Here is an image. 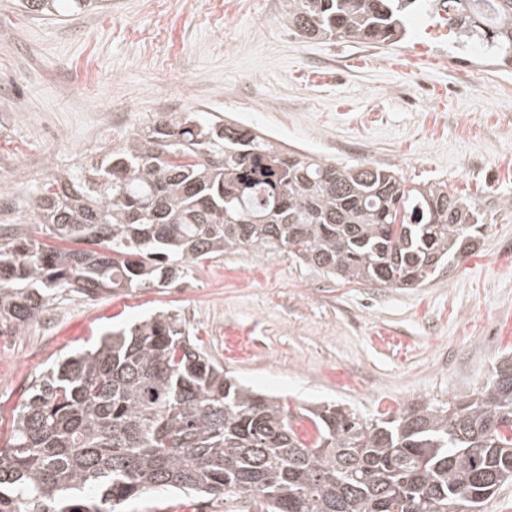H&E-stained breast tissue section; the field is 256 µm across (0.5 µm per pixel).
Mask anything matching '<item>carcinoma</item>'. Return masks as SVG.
I'll return each instance as SVG.
<instances>
[{
  "label": "carcinoma",
  "mask_w": 512,
  "mask_h": 512,
  "mask_svg": "<svg viewBox=\"0 0 512 512\" xmlns=\"http://www.w3.org/2000/svg\"><path fill=\"white\" fill-rule=\"evenodd\" d=\"M459 38L512 66V0H442ZM66 17L101 0H16ZM417 0H288L307 39L394 45ZM45 247L0 225V329L35 322L64 292L172 288L229 251L283 250L331 277L416 288L472 251L483 226L444 182L408 186L199 113L155 116L98 160L37 187ZM282 398L224 376L179 315L109 330L42 373L0 447V512H123L157 487L248 497L257 512H481L512 482V356L474 397L390 417L336 404L298 436Z\"/></svg>",
  "instance_id": "carcinoma-1"
}]
</instances>
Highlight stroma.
<instances>
[{"mask_svg": "<svg viewBox=\"0 0 512 512\" xmlns=\"http://www.w3.org/2000/svg\"><path fill=\"white\" fill-rule=\"evenodd\" d=\"M287 0H108L55 19L0 0V225H42L34 190L101 156L159 113L231 116L345 163L447 182L484 219L475 250L417 288L344 283L288 253L241 250L174 288L66 293L0 335V442L35 378L106 329L178 313L237 381L300 410L333 401L375 416L483 387L512 352V68L473 56L429 7L402 45L305 39ZM160 512H251L152 492Z\"/></svg>", "mask_w": 512, "mask_h": 512, "instance_id": "1", "label": "stroma"}]
</instances>
